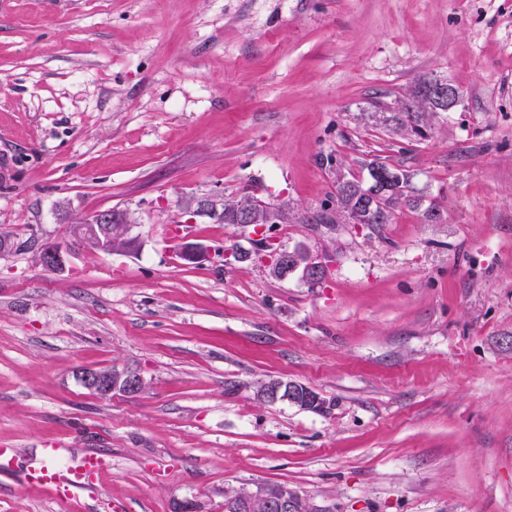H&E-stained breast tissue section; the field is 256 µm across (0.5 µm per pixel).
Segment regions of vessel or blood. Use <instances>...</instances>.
Listing matches in <instances>:
<instances>
[{
	"label": "vessel or blood",
	"mask_w": 512,
	"mask_h": 512,
	"mask_svg": "<svg viewBox=\"0 0 512 512\" xmlns=\"http://www.w3.org/2000/svg\"><path fill=\"white\" fill-rule=\"evenodd\" d=\"M111 467V459L104 454L47 442L40 456L26 463L23 485L30 493L45 492L64 502L83 499L89 512H96L99 481Z\"/></svg>",
	"instance_id": "vessel-or-blood-1"
}]
</instances>
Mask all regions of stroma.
<instances>
[{"mask_svg":"<svg viewBox=\"0 0 512 512\" xmlns=\"http://www.w3.org/2000/svg\"><path fill=\"white\" fill-rule=\"evenodd\" d=\"M459 92L420 133L421 83ZM409 170L389 224H321L338 178ZM249 195L321 282L188 219ZM438 221L425 218L427 209ZM118 209L129 253L38 246ZM190 223L199 264L166 227ZM0 446L112 459L126 512L285 484L327 512H512V0H0ZM138 370L101 398L85 368ZM309 386L323 411L255 395ZM0 512H84L0 472ZM278 252L279 254L274 259L270 269L275 277H281L282 274L288 272H297L309 280L322 278L325 264L314 259L307 248L282 253L277 250L276 253ZM286 386H288V390L298 387L299 391L303 389L304 393H308L309 390H311L310 388L294 381L269 379L268 381L261 383L257 391V395L265 401L276 402L279 401V396Z\"/></svg>","mask_w":512,"mask_h":512,"instance_id":"stroma-1","label":"stroma"}]
</instances>
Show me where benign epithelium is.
<instances>
[{
	"label": "benign epithelium",
	"mask_w": 512,
	"mask_h": 512,
	"mask_svg": "<svg viewBox=\"0 0 512 512\" xmlns=\"http://www.w3.org/2000/svg\"><path fill=\"white\" fill-rule=\"evenodd\" d=\"M426 96L443 105L453 106L457 97L451 84L435 82L427 86ZM393 191L392 179L385 177L378 182L372 193V204L386 208V199ZM283 209L278 206H253L239 203L233 212L234 223L253 228L260 234L255 240L257 249L263 250L272 244V239L263 236V231L282 223ZM188 215L224 214V200L218 196H207L197 200L196 208L186 210ZM131 221L123 211L104 210L70 221V238L49 245L36 253V264L45 271L59 272L65 267L69 254L77 248H90L112 254L131 249ZM324 264L313 258L306 248L282 252L271 265V273L280 277L288 272L298 273L309 280L322 278ZM81 384L100 397L116 393L126 396L138 394L144 387L140 372L133 369L101 368L79 374ZM298 388L309 392V388L294 381L270 379L261 383L257 395L268 402H276L283 389ZM224 512H324L313 506L297 491L286 485L262 487L255 491L242 488L224 500Z\"/></svg>",
	"instance_id": "benign-epithelium-1"
}]
</instances>
